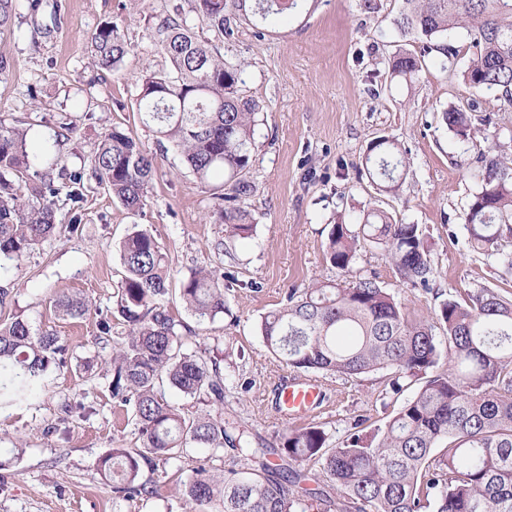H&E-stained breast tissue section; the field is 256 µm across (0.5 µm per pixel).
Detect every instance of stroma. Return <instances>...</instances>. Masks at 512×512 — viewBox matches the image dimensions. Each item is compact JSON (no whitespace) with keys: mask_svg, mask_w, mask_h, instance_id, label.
I'll use <instances>...</instances> for the list:
<instances>
[{"mask_svg":"<svg viewBox=\"0 0 512 512\" xmlns=\"http://www.w3.org/2000/svg\"><path fill=\"white\" fill-rule=\"evenodd\" d=\"M13 6L11 26L0 29V51L11 60L0 77V118L27 128L32 169L57 160L72 170L89 168L104 136L119 126L155 154L156 171L147 204L135 214L92 180L80 224L69 226V206L58 199L60 230L20 268L0 274V288L8 291L0 324L22 318L66 348L64 363L51 366L37 395L0 408V512H182L180 483L194 467L219 473L232 464L231 455L191 449L159 466L158 495L135 500L119 498L96 470L111 449L140 445L131 407L116 403L110 389L112 352L126 334L117 313L119 243L132 225L154 235L174 280L203 267L224 271L235 322L217 318L198 340L223 360L226 409L238 415L251 442L267 447L296 422L281 414L274 397L278 376L291 369L267 350L259 324L292 289L373 273L418 317L438 313L443 292L452 288L488 287L512 297V279L501 278L495 258L470 250L464 228L481 153L512 159V106L462 79L477 53L466 29L449 32L457 57L445 70L436 54L424 53V38L398 28L403 0H300L287 18L260 27L241 21L221 38L194 0H14ZM168 18L241 64L240 88L260 105L248 200L254 233L246 243L225 240L211 216V184L190 172L177 149L160 150L140 122L143 74L170 68L157 34ZM105 22L131 47L110 71L96 65L91 41ZM402 52L425 56L410 87L389 75L391 58ZM473 99L479 107L471 120L481 137L470 149L441 113ZM65 123L74 127L68 141L59 153L48 152L47 140ZM383 136L396 139L406 157L404 184L394 195L358 177L371 142ZM373 208L420 226L434 269L428 286L401 282L375 248L363 249L349 274L326 262L332 224L357 223ZM63 296L82 299L88 314L59 317L53 301ZM103 319L110 324L105 336L98 327ZM386 378L383 370L348 380L322 376L324 408L312 419L322 423L329 446L345 441L354 425L366 432L382 426L420 388L407 382L394 395Z\"/></svg>","mask_w":512,"mask_h":512,"instance_id":"obj_1","label":"stroma"}]
</instances>
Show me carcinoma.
Returning a JSON list of instances; mask_svg holds the SVG:
<instances>
[{
	"mask_svg": "<svg viewBox=\"0 0 512 512\" xmlns=\"http://www.w3.org/2000/svg\"><path fill=\"white\" fill-rule=\"evenodd\" d=\"M204 21L224 35L237 19L267 23L297 8V0H196ZM398 27L429 42L424 52L454 65L448 31L467 28L480 47L462 71L477 91H495L512 102V0H405ZM172 70L143 76L138 112L160 148L175 146L204 183L223 176L213 193V213L225 237L246 241L254 225L245 201L250 181L259 105L243 96L241 66L224 60L174 20L159 29ZM96 62L118 67L129 53L116 26L91 36ZM423 67L415 54H397L391 75L410 87ZM462 142L473 135L460 109L442 112ZM479 188L465 212L469 247L497 258L512 277V165L482 157ZM405 158L398 144L380 137L363 164L380 190L394 193L403 180ZM27 132L0 119V270L19 262L52 236L60 191L75 204L88 179L105 186L124 208H144L152 185L153 156L139 137L119 126L99 145L89 172L49 168L30 185ZM379 249L401 279L428 286L429 251L417 224L396 222L381 209L358 224L332 225L326 259L350 272L362 247ZM124 275L117 312L127 336L112 355V398L133 409L141 446L114 448L97 464L102 478L128 499L157 493L144 470L183 458L192 448L238 451L236 466L218 478L203 465L182 483L183 512H307L303 498L321 512H512V299L491 288L453 289L437 322L409 315L376 276L343 285L318 282L286 295L263 316L265 347L305 374L342 378L379 370L400 380H421L416 396L371 433L355 431L338 447L326 445L321 424L310 422L282 436L279 448H254L234 413L224 412L226 377L217 358L188 347L196 329L163 304L172 280L162 247L146 228L132 225L120 249ZM225 275L201 268L181 281L178 294L202 325L227 311ZM57 313L80 319L88 311L72 297L55 301ZM441 329L444 338L436 336ZM63 347L50 332L36 333L22 320L0 326V404L27 401L42 385L49 366L62 361ZM215 410L191 414L172 404L165 389ZM278 456L273 464L268 456ZM323 481L306 487L313 467Z\"/></svg>",
	"mask_w": 512,
	"mask_h": 512,
	"instance_id": "obj_1",
	"label": "carcinoma"
}]
</instances>
